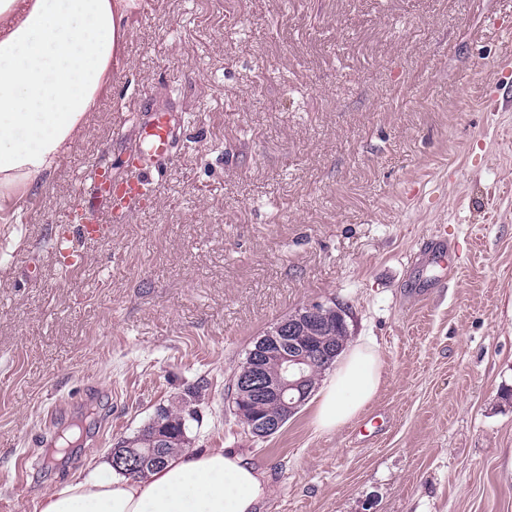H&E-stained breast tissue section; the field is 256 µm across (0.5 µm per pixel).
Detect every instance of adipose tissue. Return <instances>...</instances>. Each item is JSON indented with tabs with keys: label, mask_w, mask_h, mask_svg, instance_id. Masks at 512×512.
<instances>
[{
	"label": "adipose tissue",
	"mask_w": 512,
	"mask_h": 512,
	"mask_svg": "<svg viewBox=\"0 0 512 512\" xmlns=\"http://www.w3.org/2000/svg\"><path fill=\"white\" fill-rule=\"evenodd\" d=\"M123 0H0V213L41 189L87 125L123 38ZM382 361L361 341L315 397L317 429L354 419L377 395ZM265 473L224 449L179 453L148 478L104 465L46 494L37 512H257Z\"/></svg>",
	"instance_id": "adipose-tissue-1"
}]
</instances>
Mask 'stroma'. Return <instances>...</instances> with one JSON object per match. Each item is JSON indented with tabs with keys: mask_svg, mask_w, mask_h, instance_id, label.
<instances>
[{
	"mask_svg": "<svg viewBox=\"0 0 512 512\" xmlns=\"http://www.w3.org/2000/svg\"><path fill=\"white\" fill-rule=\"evenodd\" d=\"M124 29L84 132L0 222V512H37L201 381L190 446L265 472L261 512H512V0H131ZM154 108L157 197L65 271L91 169L126 177ZM334 301L378 346L377 395L253 437L233 373Z\"/></svg>",
	"mask_w": 512,
	"mask_h": 512,
	"instance_id": "35a3bbf8",
	"label": "stroma"
}]
</instances>
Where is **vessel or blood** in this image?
<instances>
[{
  "label": "vessel or blood",
  "instance_id": "obj_1",
  "mask_svg": "<svg viewBox=\"0 0 512 512\" xmlns=\"http://www.w3.org/2000/svg\"><path fill=\"white\" fill-rule=\"evenodd\" d=\"M143 139L147 146L130 155L129 173L125 179L116 181L106 171L97 172L95 195L82 201L91 215L89 222L79 227L82 239L92 242L106 239L113 224L123 221L156 196L158 183L152 170L169 160L173 142L166 113L150 114L143 127Z\"/></svg>",
  "mask_w": 512,
  "mask_h": 512
}]
</instances>
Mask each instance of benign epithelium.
<instances>
[{
  "label": "benign epithelium",
  "mask_w": 512,
  "mask_h": 512,
  "mask_svg": "<svg viewBox=\"0 0 512 512\" xmlns=\"http://www.w3.org/2000/svg\"><path fill=\"white\" fill-rule=\"evenodd\" d=\"M321 321L336 323L338 344L329 348L305 344L302 336L309 333L310 326ZM266 336L269 340H259L256 348L248 352L251 373L237 378L234 394L241 403L255 398H270L277 403L279 412L260 416L247 425L250 432L261 439L275 434L297 412L298 406L307 401L309 376L305 374V367L321 362L329 364L344 349L348 336L346 310L339 305L312 303L275 323ZM269 356L279 362V369L274 373L262 367L263 359ZM110 458L115 466L124 463L130 470L139 468L141 463V455L135 451L125 453L113 449Z\"/></svg>",
  "instance_id": "obj_1"
}]
</instances>
